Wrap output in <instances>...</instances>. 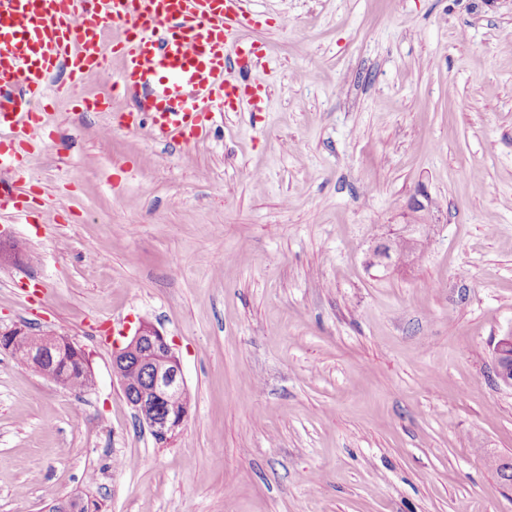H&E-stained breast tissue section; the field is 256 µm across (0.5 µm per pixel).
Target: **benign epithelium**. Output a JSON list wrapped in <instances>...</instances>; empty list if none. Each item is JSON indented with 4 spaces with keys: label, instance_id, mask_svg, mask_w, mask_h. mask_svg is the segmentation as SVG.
<instances>
[{
    "label": "benign epithelium",
    "instance_id": "obj_1",
    "mask_svg": "<svg viewBox=\"0 0 512 512\" xmlns=\"http://www.w3.org/2000/svg\"><path fill=\"white\" fill-rule=\"evenodd\" d=\"M0 347L26 365H41V375L56 381V354L74 343L65 337L32 335L24 328L0 332ZM512 349V331L499 337L494 349L495 369L503 385L512 388V372L501 366L506 351ZM112 369L138 421L153 438L166 443L175 438L188 418L191 399L183 378L182 365L166 336L143 322L127 342L115 348ZM140 374L141 381L130 387L128 373Z\"/></svg>",
    "mask_w": 512,
    "mask_h": 512
}]
</instances>
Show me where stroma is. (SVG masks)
<instances>
[{
    "label": "stroma",
    "mask_w": 512,
    "mask_h": 512,
    "mask_svg": "<svg viewBox=\"0 0 512 512\" xmlns=\"http://www.w3.org/2000/svg\"><path fill=\"white\" fill-rule=\"evenodd\" d=\"M244 7L275 70L195 148L103 135L117 56L41 105L49 221L0 214V331L67 337L96 384L0 351V512H512V0ZM416 217L418 257L375 262ZM143 321L191 396L167 445L112 373ZM512 349V331H507L504 333L503 336H500L497 340L494 349V362H495V369L497 372L500 373L499 380L501 383L507 387L512 388V373L510 376L509 369L504 366L501 367V359L505 356H507L506 351Z\"/></svg>",
    "instance_id": "35a3bbf8"
}]
</instances>
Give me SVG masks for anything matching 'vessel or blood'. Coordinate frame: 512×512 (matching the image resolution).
I'll use <instances>...</instances> for the list:
<instances>
[{
    "mask_svg": "<svg viewBox=\"0 0 512 512\" xmlns=\"http://www.w3.org/2000/svg\"><path fill=\"white\" fill-rule=\"evenodd\" d=\"M242 0H0V175L22 174L45 141L39 110L47 91L72 87L109 67L102 33L112 29L122 60L115 86L130 102L109 103L113 125L191 147L208 138L214 111L257 106L269 62L262 50L236 52L252 19ZM27 191L0 188V212L30 216Z\"/></svg>",
    "mask_w": 512,
    "mask_h": 512,
    "instance_id": "obj_1",
    "label": "vessel or blood"
}]
</instances>
